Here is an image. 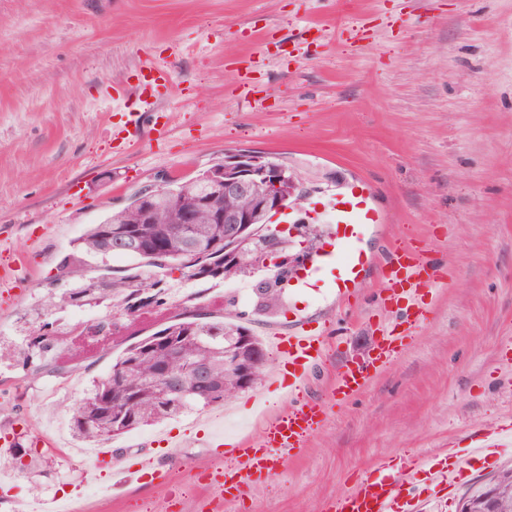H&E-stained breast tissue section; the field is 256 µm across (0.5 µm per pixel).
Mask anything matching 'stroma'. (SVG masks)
<instances>
[{
	"label": "stroma",
	"mask_w": 512,
	"mask_h": 512,
	"mask_svg": "<svg viewBox=\"0 0 512 512\" xmlns=\"http://www.w3.org/2000/svg\"><path fill=\"white\" fill-rule=\"evenodd\" d=\"M167 72L159 119L113 139L140 111L148 66ZM250 149L295 173L311 193L289 223L328 230L337 196L367 188L381 220L366 247L377 262L362 291L339 300L327 281L287 287L256 314L267 271L217 284L169 277L165 306L85 356L33 368L0 362V512L54 493L74 512H218L206 471L225 467L215 433L243 437L288 393L257 387L121 436L119 454L161 455L165 484L125 497L88 496L72 408L135 335L185 304L233 310L262 341L296 319L330 329L324 364L301 389L329 416L276 474L244 487L219 512H323L374 462L437 457L449 439L512 417V0H0V342L27 347L60 261L87 225L125 206L161 175L189 178ZM397 240L443 264L403 352L356 397L330 383L365 358L401 315L377 287ZM26 258L18 274L10 262ZM512 458L464 464L446 512Z\"/></svg>",
	"instance_id": "35a3bbf8"
}]
</instances>
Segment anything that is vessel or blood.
<instances>
[{
  "label": "vessel or blood",
  "mask_w": 512,
  "mask_h": 512,
  "mask_svg": "<svg viewBox=\"0 0 512 512\" xmlns=\"http://www.w3.org/2000/svg\"><path fill=\"white\" fill-rule=\"evenodd\" d=\"M378 222V215L366 196L350 193L336 205V219L329 234L333 249H317L320 266H335L336 295L346 298L362 288L370 257L362 246L368 230ZM385 269L379 288L386 301L419 308L424 290L434 288L438 278L426 258L405 243H393L384 259ZM405 333L388 332L375 344L369 359L343 364L331 383V395L344 402L359 394L373 374L391 362L401 351ZM328 342L327 328L296 326L286 333H273L271 344L279 355L278 371L288 379V409L274 416L258 433L230 442L233 467L216 472L211 487L217 495L231 494L252 477L269 474L282 463L285 454L301 451L311 434L326 419L323 403L301 399L297 391L323 359ZM112 449H100L96 468H112L113 491L132 484H152L164 476L156 456L147 455L121 466H113ZM512 455V419L491 427L474 429L467 444L449 442L440 459L423 463L408 460L402 477L387 471L379 462L376 474L358 479L346 492L330 499L324 512H424L425 498L437 505L447 503L449 487L460 476L462 460L478 457Z\"/></svg>",
  "instance_id": "obj_1"
}]
</instances>
